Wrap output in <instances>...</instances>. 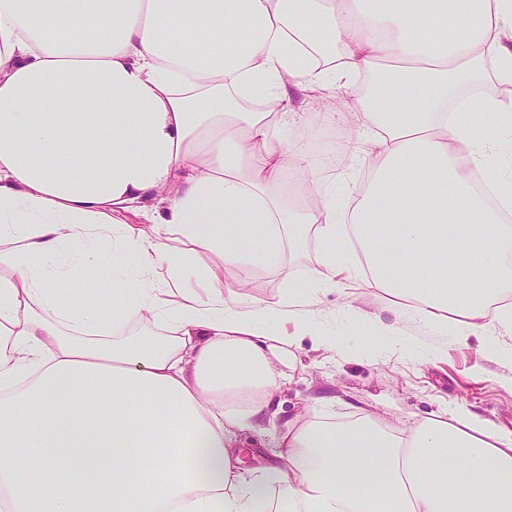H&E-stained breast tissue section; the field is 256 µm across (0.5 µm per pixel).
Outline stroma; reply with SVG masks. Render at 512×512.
Segmentation results:
<instances>
[{"mask_svg":"<svg viewBox=\"0 0 512 512\" xmlns=\"http://www.w3.org/2000/svg\"><path fill=\"white\" fill-rule=\"evenodd\" d=\"M290 94L296 111L323 106L334 113L327 128L298 123L290 145L315 158L322 143L332 142L336 157L322 176L335 181L339 202H346L365 187L376 153L364 136L359 113L352 110V95L339 89L318 101L296 88ZM317 258L308 241L285 253L280 267L224 271L229 286L247 279L240 301L244 307L275 298L296 283L309 322L307 335L295 343L302 369L287 377L255 429L241 435L243 469L275 461V433L305 405L328 420L346 421L357 409L369 408L400 422L449 404L512 427V369L480 358L485 336L457 341L450 328L398 314L382 296L358 288L351 278L333 288L309 287L307 272ZM323 336L328 339L324 345L319 342Z\"/></svg>","mask_w":512,"mask_h":512,"instance_id":"obj_1","label":"stroma"}]
</instances>
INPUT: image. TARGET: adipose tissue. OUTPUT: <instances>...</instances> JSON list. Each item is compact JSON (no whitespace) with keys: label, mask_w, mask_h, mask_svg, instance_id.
<instances>
[{"label":"adipose tissue","mask_w":512,"mask_h":512,"mask_svg":"<svg viewBox=\"0 0 512 512\" xmlns=\"http://www.w3.org/2000/svg\"><path fill=\"white\" fill-rule=\"evenodd\" d=\"M382 58L401 108L360 87ZM492 82L512 84V0H0V512H512V428L456 406L305 412L243 472L237 433L307 327L294 295L224 291L309 238L335 287L350 236L398 311L511 332ZM302 85L353 92L377 146L341 211L331 182L291 200Z\"/></svg>","instance_id":"ef3b65f1"}]
</instances>
